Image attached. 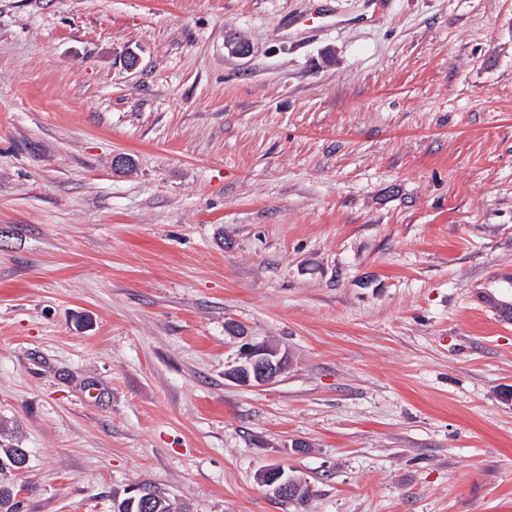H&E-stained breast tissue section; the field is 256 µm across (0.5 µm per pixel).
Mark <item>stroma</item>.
Here are the masks:
<instances>
[{"label": "stroma", "instance_id": "35a3bbf8", "mask_svg": "<svg viewBox=\"0 0 512 512\" xmlns=\"http://www.w3.org/2000/svg\"><path fill=\"white\" fill-rule=\"evenodd\" d=\"M488 292L512 300V0H0L19 512L144 482L294 512L277 465L304 512H512ZM243 336L286 356L273 384L225 377ZM260 481L276 497L282 500L293 501L296 498L294 492L299 483L291 476H288L284 469L274 468L265 472L263 470L260 473Z\"/></svg>", "mask_w": 512, "mask_h": 512}]
</instances>
